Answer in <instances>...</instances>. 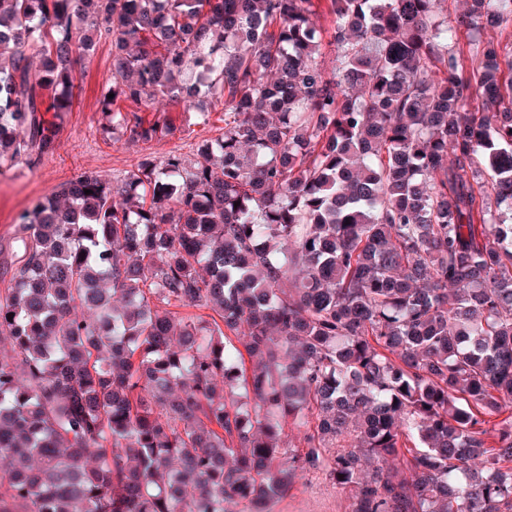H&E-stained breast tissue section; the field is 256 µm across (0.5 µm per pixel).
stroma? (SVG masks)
I'll list each match as a JSON object with an SVG mask.
<instances>
[{
  "mask_svg": "<svg viewBox=\"0 0 512 512\" xmlns=\"http://www.w3.org/2000/svg\"><path fill=\"white\" fill-rule=\"evenodd\" d=\"M112 81V54L103 42L86 57L79 68L70 111L55 116L57 147L54 153L28 164L21 162L0 175V245H11L18 233L20 214L38 199L80 173H94L105 179L124 176L145 159L162 161L172 153L195 155L198 148L219 137L223 126V107L212 103L209 119L200 113L166 106L164 114L145 113V120L165 117L172 134L149 142H131L113 131L101 112L99 99ZM347 491L334 485L321 473L297 475L287 495L276 505V512H350Z\"/></svg>",
  "mask_w": 512,
  "mask_h": 512,
  "instance_id": "1",
  "label": "stroma"
}]
</instances>
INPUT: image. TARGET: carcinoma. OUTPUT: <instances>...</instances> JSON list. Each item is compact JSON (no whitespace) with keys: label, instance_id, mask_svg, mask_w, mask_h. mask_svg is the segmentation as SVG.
Instances as JSON below:
<instances>
[{"label":"carcinoma","instance_id":"carcinoma-1","mask_svg":"<svg viewBox=\"0 0 512 512\" xmlns=\"http://www.w3.org/2000/svg\"><path fill=\"white\" fill-rule=\"evenodd\" d=\"M438 2L0 0V170L54 151L101 40L102 112L224 104L194 157L19 216L0 512H273L298 471L351 512H512V58L452 48L512 0Z\"/></svg>","mask_w":512,"mask_h":512}]
</instances>
